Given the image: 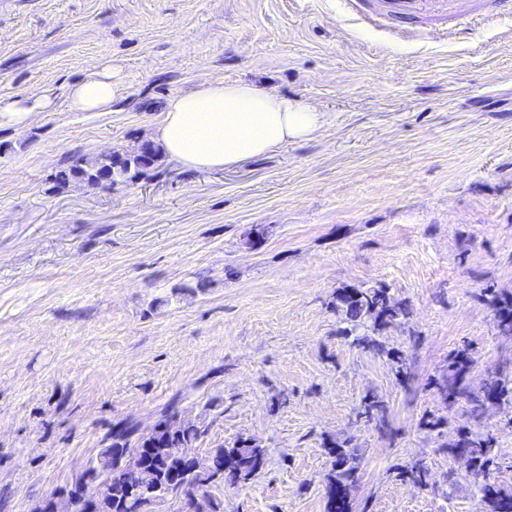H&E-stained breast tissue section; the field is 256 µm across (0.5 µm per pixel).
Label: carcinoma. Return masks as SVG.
Wrapping results in <instances>:
<instances>
[{"mask_svg": "<svg viewBox=\"0 0 512 512\" xmlns=\"http://www.w3.org/2000/svg\"><path fill=\"white\" fill-rule=\"evenodd\" d=\"M161 149L151 140H143L123 153L111 152L93 157L69 156L52 175L59 189L73 184L102 188L101 178H110V186L130 185L158 167ZM345 320L350 323L346 334H351L365 321L374 320L382 325L403 323L410 315L407 304L392 297L386 288L344 290L338 296ZM499 326L512 328V296L490 294ZM472 360L464 350L457 351L448 365V375L439 383V392L445 404L453 407L461 401L481 409L491 402L499 408L512 409V377L492 373L483 390L472 391L466 378ZM180 414L177 402L169 403L161 412L158 423L147 434H139L131 422L124 420L113 425L103 439L104 448L84 469L76 472L58 493L65 512H153L156 505L169 497H177L185 485L197 482L193 462L180 452L191 448L205 434V429L193 423L183 429L176 425ZM465 451L474 455V474L482 477L483 512H512V489L491 479L499 468V457L493 440L470 430L461 434L450 447V453ZM327 453L333 465L326 478V512H351L348 497L350 487L357 480L352 453L339 445H331ZM139 455L146 461L142 473L143 485L131 488L119 459ZM266 462V449L239 443L230 448L222 446L209 453V464L216 479L203 491L213 486L244 487L250 476L258 474Z\"/></svg>", "mask_w": 512, "mask_h": 512, "instance_id": "obj_1", "label": "carcinoma"}]
</instances>
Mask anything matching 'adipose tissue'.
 I'll return each mask as SVG.
<instances>
[{"mask_svg": "<svg viewBox=\"0 0 512 512\" xmlns=\"http://www.w3.org/2000/svg\"><path fill=\"white\" fill-rule=\"evenodd\" d=\"M117 92L111 67L68 90L72 109L108 112ZM322 126L315 107L236 81L172 95L151 139L171 159L198 170L222 169L310 138Z\"/></svg>", "mask_w": 512, "mask_h": 512, "instance_id": "1", "label": "adipose tissue"}]
</instances>
